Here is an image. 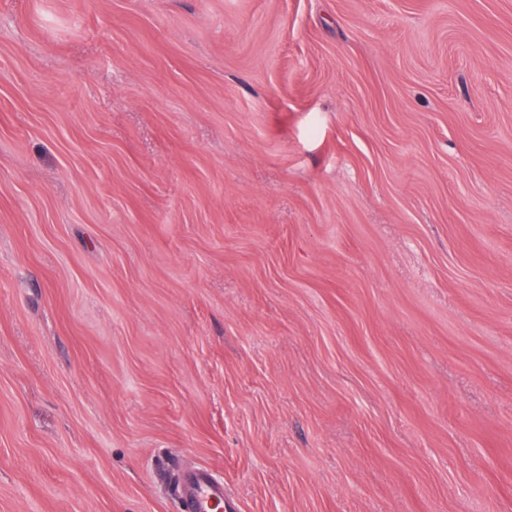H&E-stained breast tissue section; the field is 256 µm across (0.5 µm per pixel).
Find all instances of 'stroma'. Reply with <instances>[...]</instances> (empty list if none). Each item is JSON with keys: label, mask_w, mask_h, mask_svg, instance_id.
Instances as JSON below:
<instances>
[{"label": "stroma", "mask_w": 512, "mask_h": 512, "mask_svg": "<svg viewBox=\"0 0 512 512\" xmlns=\"http://www.w3.org/2000/svg\"><path fill=\"white\" fill-rule=\"evenodd\" d=\"M512 512V0H0V512ZM182 512H223L224 483L208 469L185 476L176 490Z\"/></svg>", "instance_id": "1"}]
</instances>
